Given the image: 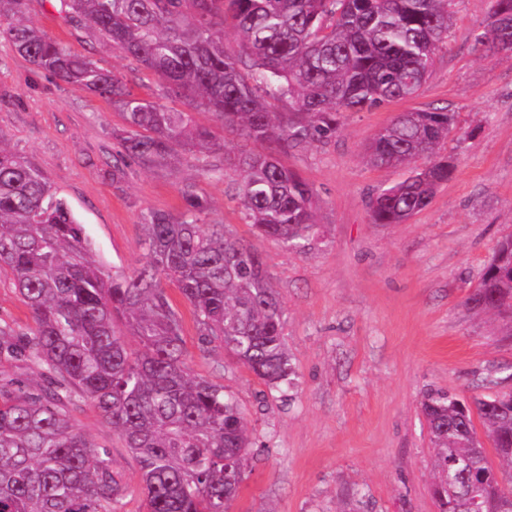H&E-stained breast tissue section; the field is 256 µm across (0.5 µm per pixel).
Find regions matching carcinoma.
I'll return each instance as SVG.
<instances>
[{"label":"carcinoma","instance_id":"1","mask_svg":"<svg viewBox=\"0 0 512 512\" xmlns=\"http://www.w3.org/2000/svg\"><path fill=\"white\" fill-rule=\"evenodd\" d=\"M65 19L92 29L164 98L208 110L263 151L237 158L240 200L258 239L289 247L319 236L312 186L280 154L336 135L338 114L416 95L448 38L451 0H60ZM29 0H0V41L38 69L116 106L125 126L112 181L134 163L172 169L185 153L224 152V139L191 112L131 92L123 79L25 22ZM491 28L475 37L512 58V0H491ZM231 28L236 46L224 45ZM286 99L272 112L263 94ZM455 129L442 109L404 112L366 146L377 167L433 162L369 201L375 224L425 209L454 166L438 157ZM178 215L143 217L147 253L133 275L109 273L83 225L44 172L0 137V271L32 313L25 333L0 325V361L29 357L45 370L30 390L0 384V512H116L126 496L109 449L75 427L90 402L139 464L144 512H228L254 455L246 415L224 386L188 372L181 318L165 285L190 305L204 348L220 346L269 390L290 387L286 310L255 245L203 224L210 204L181 188ZM467 304L512 312V234ZM138 347L133 349L128 338ZM439 512H512V393L467 402L426 390ZM482 422L499 464L478 438Z\"/></svg>","mask_w":512,"mask_h":512}]
</instances>
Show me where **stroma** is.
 I'll list each match as a JSON object with an SVG mask.
<instances>
[{"label": "stroma", "mask_w": 512, "mask_h": 512, "mask_svg": "<svg viewBox=\"0 0 512 512\" xmlns=\"http://www.w3.org/2000/svg\"><path fill=\"white\" fill-rule=\"evenodd\" d=\"M448 40L417 96L343 113L328 143L290 148L283 161L314 188L322 233L304 248L255 239L238 200L240 177L203 174L194 155L172 173L112 164L123 121L112 104L37 70L0 42V134L35 162L65 199L108 270L144 262V214H178L193 182L208 197L206 224L229 225L254 242L287 308L286 344L296 375L291 400L263 394L259 380L223 348L200 350L188 305L178 309L191 374L223 385L242 407L260 450L230 512H438L432 449L420 401L431 387L481 393L488 374L512 367V316L465 301L512 233V60L475 43L491 22L489 0H455ZM31 23L48 36L121 72L137 96L156 99L133 62L68 24L55 0H30ZM454 112L441 149L455 170L430 205L404 224L373 223L370 196L409 168H377L364 148L400 113ZM0 323L24 332L27 305L0 272ZM79 432L111 452L128 493L120 512H142L139 465L87 401L73 413Z\"/></svg>", "instance_id": "obj_1"}]
</instances>
